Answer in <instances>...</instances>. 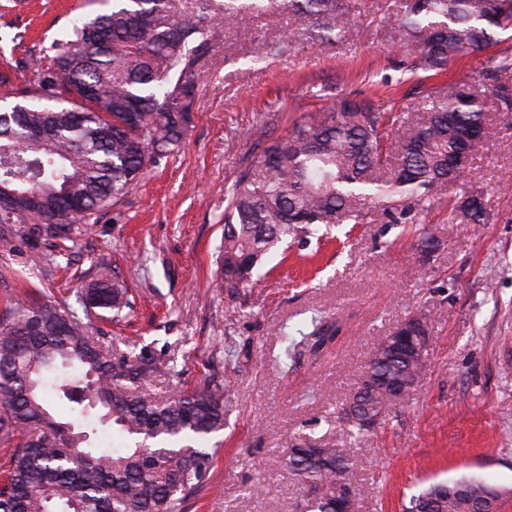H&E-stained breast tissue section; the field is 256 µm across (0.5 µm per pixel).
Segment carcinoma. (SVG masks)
Here are the masks:
<instances>
[{
  "label": "carcinoma",
  "mask_w": 512,
  "mask_h": 512,
  "mask_svg": "<svg viewBox=\"0 0 512 512\" xmlns=\"http://www.w3.org/2000/svg\"><path fill=\"white\" fill-rule=\"evenodd\" d=\"M238 0L215 12L210 0L183 10L181 0H113L112 11L72 25V38L35 59L28 85L0 99V183L17 190L0 224H24L61 242L97 213L116 205L150 166L180 148L192 128L194 72L211 52L214 23H236ZM257 11L282 10L297 27L268 46L276 54L302 31L322 45L348 39L358 9L353 0H252ZM392 42L414 67L445 70L483 51L493 29L512 27V0H406L386 12ZM512 53L486 58L478 82H494L498 111L512 115ZM431 108L411 132L403 112L387 117L367 102L343 100L317 122L265 142L256 164L241 169L224 212V287L254 288L264 257L301 241L314 228L362 224L374 209L388 224H421L437 190L461 179L462 154L485 146L486 115L475 87L450 84L428 94ZM34 129L50 132L31 141ZM489 224L479 192L448 206V219ZM86 306L119 314L125 289L101 279L85 288ZM339 331L320 321L297 342L298 359H316ZM76 371L55 378L53 390L85 421L111 424L121 448L92 446L82 423L57 420L48 386L57 364ZM427 365L379 342L362 382L338 420L361 437L384 424L386 394L413 391ZM142 372L112 360L82 322L52 304L15 303L0 317V431L15 433L9 475L0 484V512H185L203 488L213 454L200 441L224 429L230 390L203 385L157 403L133 390ZM287 465L311 495L306 512H336L339 491L357 492L356 463L345 448L302 440Z\"/></svg>",
  "instance_id": "1"
}]
</instances>
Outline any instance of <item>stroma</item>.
<instances>
[{"label": "stroma", "instance_id": "obj_1", "mask_svg": "<svg viewBox=\"0 0 512 512\" xmlns=\"http://www.w3.org/2000/svg\"><path fill=\"white\" fill-rule=\"evenodd\" d=\"M0 0V96L24 87L23 60L66 42L73 20L109 12L112 0ZM405 0H363L359 34L323 47L300 40L270 58L266 46L292 28L285 13L245 10L219 29L194 75L198 96L185 144L71 241L55 244L0 224V315L15 301L50 302L75 314L114 357L144 371L142 391L165 402L202 384L230 386L235 406L210 435L208 478L188 512H295L302 490L289 448L321 438L350 449L357 512H402L425 483L475 476L512 489V125L489 104L487 146L461 181L444 185L428 229L438 249L422 255L410 224L377 212L269 256L260 282L233 295L220 283L225 192L261 141L283 135L331 103L370 100L417 121L432 89L476 81L491 52L512 53V29L489 51L446 71L411 70L392 43L383 11ZM22 36L13 44L14 36ZM479 190L490 224L449 223L448 204ZM109 269H100L99 257ZM100 277L128 290L119 321L85 307ZM343 315L341 332L316 363L281 373L284 335L315 318ZM426 319L427 372L405 405L352 439L339 410L357 391L376 343L405 320Z\"/></svg>", "mask_w": 512, "mask_h": 512}]
</instances>
